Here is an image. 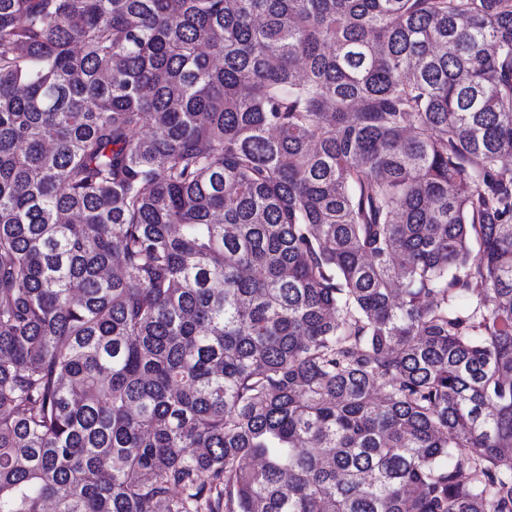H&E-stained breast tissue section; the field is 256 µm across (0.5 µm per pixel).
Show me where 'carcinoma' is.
Instances as JSON below:
<instances>
[{"label": "carcinoma", "mask_w": 512, "mask_h": 512, "mask_svg": "<svg viewBox=\"0 0 512 512\" xmlns=\"http://www.w3.org/2000/svg\"><path fill=\"white\" fill-rule=\"evenodd\" d=\"M47 500L512 512V0H0V512Z\"/></svg>", "instance_id": "1"}]
</instances>
